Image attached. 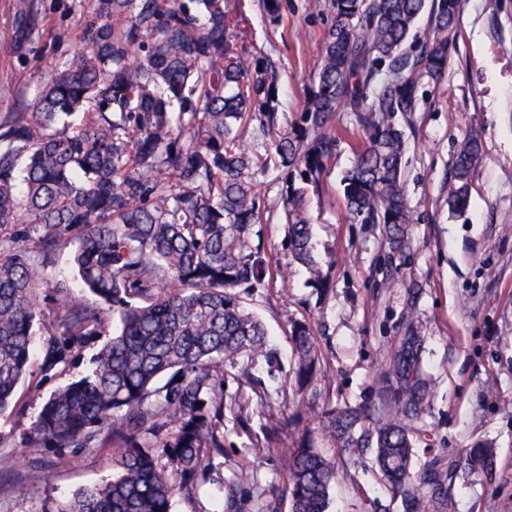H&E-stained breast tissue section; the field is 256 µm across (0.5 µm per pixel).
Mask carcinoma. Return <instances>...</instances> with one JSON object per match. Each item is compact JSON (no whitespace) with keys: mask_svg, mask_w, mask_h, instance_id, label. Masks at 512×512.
Returning <instances> with one entry per match:
<instances>
[{"mask_svg":"<svg viewBox=\"0 0 512 512\" xmlns=\"http://www.w3.org/2000/svg\"><path fill=\"white\" fill-rule=\"evenodd\" d=\"M260 7L269 25L285 24L282 0ZM73 8L83 18L85 49L56 66L33 99L0 116V228L23 226L21 238L44 260L76 239L81 288L108 305L119 325L92 372L47 400L34 434L56 448H113L112 482L80 490L58 512H171L174 496L209 481L212 460L224 455V366H241L249 383L259 363L275 377L265 325L237 293L266 287L270 274L253 226L281 208L290 262L305 269L320 297L328 294L296 183L318 185L336 155L330 124L341 108L372 130L342 177L345 206L383 225L390 250L408 247L413 210L394 115L416 111L420 82L448 69L461 0H335L303 107L286 124L275 69L245 50L251 22L242 7L229 0H73ZM425 13V40L410 55L404 45ZM43 27L32 0H17L4 36L23 55ZM383 70L386 81L373 86ZM480 155L481 134L472 128L448 180L455 214L469 207ZM272 164L286 176L268 204L257 176ZM38 288L28 249L0 254V412L15 407L16 389L32 372ZM54 313L57 340L43 352L45 373L101 321L70 292L57 298ZM288 339L293 428L284 483L264 494L258 510L281 512L286 501L289 512H327L336 483L349 475L301 426L306 397L322 394L326 361L310 322L289 320ZM422 345L410 309L403 334L384 353L376 401L329 406L319 419L338 452L372 453L400 512H425L427 496L438 512H456L455 465L434 455L414 466L430 396ZM462 458L496 477L491 444L464 448ZM245 481L241 473L225 483L224 512H244L238 492Z\"/></svg>","mask_w":512,"mask_h":512,"instance_id":"carcinoma-1","label":"carcinoma"}]
</instances>
